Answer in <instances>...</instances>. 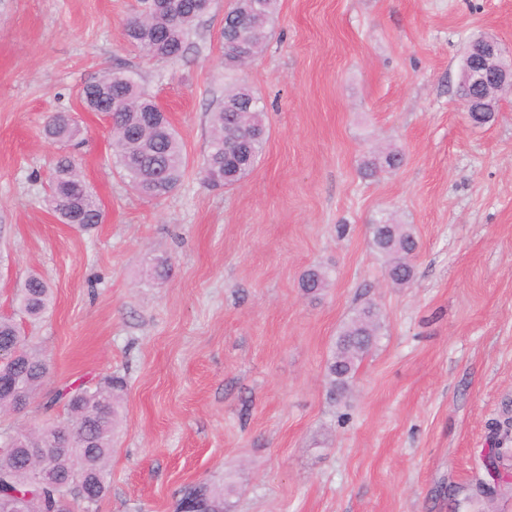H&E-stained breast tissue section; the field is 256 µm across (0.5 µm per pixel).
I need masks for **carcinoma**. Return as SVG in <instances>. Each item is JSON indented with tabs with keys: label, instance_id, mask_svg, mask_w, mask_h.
I'll use <instances>...</instances> for the list:
<instances>
[{
	"label": "carcinoma",
	"instance_id": "obj_1",
	"mask_svg": "<svg viewBox=\"0 0 512 512\" xmlns=\"http://www.w3.org/2000/svg\"><path fill=\"white\" fill-rule=\"evenodd\" d=\"M169 8L144 14L135 12L127 21L125 35L139 51L151 58L182 59L194 47L198 26L207 13L211 0H166ZM278 11V0H235L224 15L221 30V56L224 69H239L238 54L245 51L256 58L264 49ZM129 71L105 70L87 82L82 89L84 107L101 111V104L120 94L115 111L107 113L112 134L113 163L124 180L142 197L160 200L171 194L182 182L187 170L184 144L169 117L158 108L154 98L141 85L124 82ZM249 95L239 85L224 94V102L211 113V135L203 157L204 183L212 188L234 187L253 169L266 143L263 108L259 97L249 112H226L224 103ZM470 102V118L485 124L497 111L499 96H489L479 88L458 90ZM46 139L75 149L82 129L68 111L52 113L43 126ZM402 154L387 150L374 156L361 167L366 177L381 168L397 169ZM47 201L62 224L88 232L99 224L101 206L86 185L71 153L58 157L48 184ZM372 235L375 248L389 258L388 276L395 285L409 283L414 277L412 256L418 242L407 225L390 218L377 222ZM330 279L325 270L312 268L301 279V286L312 295L325 288ZM18 312L30 321L41 319L53 304V290L41 276L32 274L17 290ZM379 313L367 305L359 309L340 330L326 375L330 395L342 398L349 389L363 356L378 340ZM0 372L14 377L17 390L0 391V412L8 415L19 406L18 396L34 399L49 376L41 354L28 347L18 324L0 317ZM124 380L107 376L96 385L78 386L65 393L57 392L50 403L65 399L68 420L64 424L37 431L11 429L15 443L0 451V500H12V492H29L23 512H73L75 505L88 500L86 512H96L99 501L109 488L112 440L123 421ZM505 453L500 447L490 449L484 460L487 480L478 490L492 495L503 479ZM49 472L58 487L49 489L38 482V474ZM234 483L220 486L206 483L189 484L180 490L177 508L192 505L202 512H235Z\"/></svg>",
	"mask_w": 512,
	"mask_h": 512
}]
</instances>
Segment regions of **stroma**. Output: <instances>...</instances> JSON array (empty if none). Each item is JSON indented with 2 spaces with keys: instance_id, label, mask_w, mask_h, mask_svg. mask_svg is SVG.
Masks as SVG:
<instances>
[{
  "instance_id": "stroma-1",
  "label": "stroma",
  "mask_w": 512,
  "mask_h": 512,
  "mask_svg": "<svg viewBox=\"0 0 512 512\" xmlns=\"http://www.w3.org/2000/svg\"><path fill=\"white\" fill-rule=\"evenodd\" d=\"M230 4L214 0L198 50L169 61L126 41L137 0H0V316L30 274L54 293L19 322L50 373L12 424L65 421L55 392L125 379L97 512H174L183 486L228 477L236 512H512V469L508 490H476L490 424L512 418V92L483 125L457 94L474 33L512 50V0H280L233 79L219 52ZM111 67L138 73L185 145L163 200L130 190L107 121L80 101ZM236 81L265 104L268 138L243 183L215 190L199 169ZM62 108L106 213L88 233L43 202L63 149L42 127ZM388 147L401 167L364 177ZM386 213L419 240L403 288L371 241ZM160 255L171 272L154 280ZM317 266L332 278L313 296L300 280ZM366 302L382 335L335 403L326 363Z\"/></svg>"
}]
</instances>
